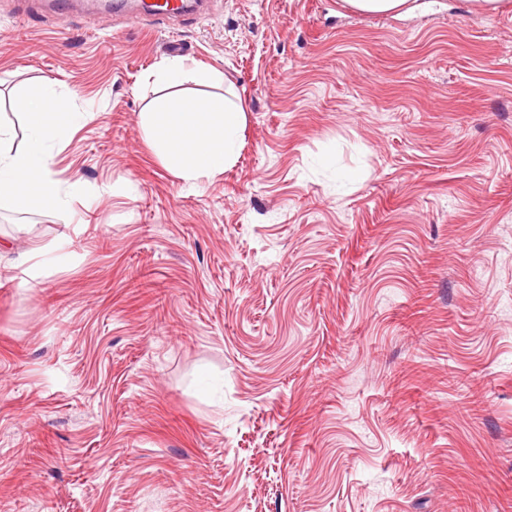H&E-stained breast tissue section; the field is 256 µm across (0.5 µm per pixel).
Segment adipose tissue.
Listing matches in <instances>:
<instances>
[{
	"label": "adipose tissue",
	"mask_w": 512,
	"mask_h": 512,
	"mask_svg": "<svg viewBox=\"0 0 512 512\" xmlns=\"http://www.w3.org/2000/svg\"><path fill=\"white\" fill-rule=\"evenodd\" d=\"M17 104L29 138L25 148L15 149L11 129L0 125V202L22 207L35 197L57 203L81 194L80 179L64 183L53 177L49 145L81 126L86 113L61 111L51 96L41 92L20 94ZM142 123L169 171L197 182L234 163L246 112L227 98H182L156 102L152 111L143 113Z\"/></svg>",
	"instance_id": "1"
}]
</instances>
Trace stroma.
<instances>
[{"mask_svg":"<svg viewBox=\"0 0 512 512\" xmlns=\"http://www.w3.org/2000/svg\"><path fill=\"white\" fill-rule=\"evenodd\" d=\"M0 0V122L45 89L68 205L0 204V512H512V0ZM174 59L247 113L175 177ZM408 0H345L354 10L369 14H387L403 8ZM186 65L181 61L167 62L157 72V80L169 87H176L184 82Z\"/></svg>","mask_w":512,"mask_h":512,"instance_id":"stroma-1","label":"stroma"}]
</instances>
